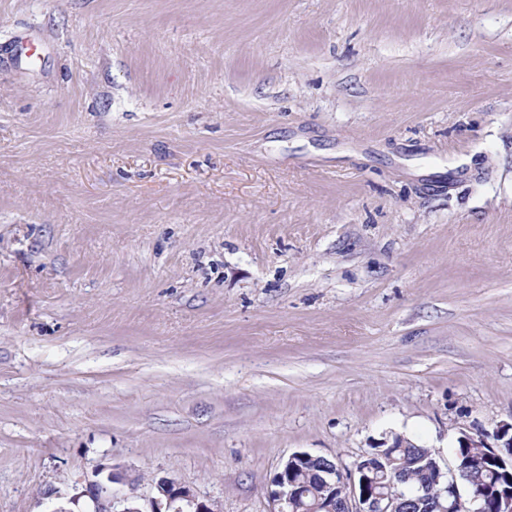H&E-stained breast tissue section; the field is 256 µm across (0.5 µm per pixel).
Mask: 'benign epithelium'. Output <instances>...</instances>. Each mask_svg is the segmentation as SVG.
I'll return each mask as SVG.
<instances>
[{
  "mask_svg": "<svg viewBox=\"0 0 512 512\" xmlns=\"http://www.w3.org/2000/svg\"><path fill=\"white\" fill-rule=\"evenodd\" d=\"M494 443H489L488 438ZM457 441L466 448H480L487 460H495L504 468H512V422H499L489 432L485 429H457ZM312 461L321 463L324 487L340 486L343 495L336 504V512H406L408 500L401 495H378L372 490L375 475L395 462L382 453H368L354 463L350 469H338L322 456L308 452H295L285 460L274 477L271 497L280 505V512H287L294 494L293 473L300 463ZM430 483L418 487L416 500L423 499L429 485L442 484L440 499L436 501L437 512H450L448 499L461 501V492L456 470L443 469L437 465L430 470ZM123 484L129 492L120 498L122 509L115 510L113 485ZM138 478L127 476L113 467H104L96 473V479L88 481L66 502L54 506L50 512H214V505L199 498L190 487L174 477H162L156 484L157 496L150 500V510L145 511L136 495Z\"/></svg>",
  "mask_w": 512,
  "mask_h": 512,
  "instance_id": "1",
  "label": "benign epithelium"
}]
</instances>
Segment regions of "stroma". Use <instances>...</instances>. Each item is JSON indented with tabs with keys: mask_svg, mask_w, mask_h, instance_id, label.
Segmentation results:
<instances>
[{
	"mask_svg": "<svg viewBox=\"0 0 512 512\" xmlns=\"http://www.w3.org/2000/svg\"><path fill=\"white\" fill-rule=\"evenodd\" d=\"M510 419L512 0H0V512Z\"/></svg>",
	"mask_w": 512,
	"mask_h": 512,
	"instance_id": "35a3bbf8",
	"label": "stroma"
}]
</instances>
